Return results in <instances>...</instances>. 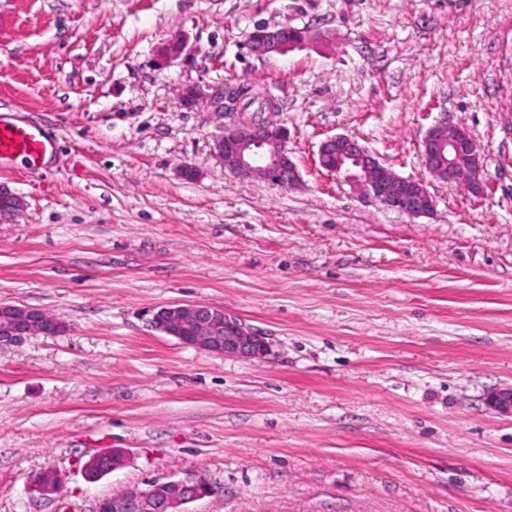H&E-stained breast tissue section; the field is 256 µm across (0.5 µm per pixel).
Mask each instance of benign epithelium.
<instances>
[{"label": "benign epithelium", "mask_w": 512, "mask_h": 512, "mask_svg": "<svg viewBox=\"0 0 512 512\" xmlns=\"http://www.w3.org/2000/svg\"><path fill=\"white\" fill-rule=\"evenodd\" d=\"M310 39L309 30L284 26H261L247 39L248 51L256 57L285 55L304 47ZM188 42L175 37L157 50L159 65L166 66L182 57ZM180 100L193 108L209 104L218 115L230 111L234 122L222 127L214 139L212 151L216 159L235 176L242 179L261 178L280 187L299 183L300 173L288 150V129L268 117L277 109L275 99L264 93L256 98L264 103L265 112H244L241 96L222 91L207 93L197 83L182 84ZM422 167L435 180L462 187L477 196L483 193V160L469 131L437 121L425 131L419 149ZM317 161L321 169L343 178L362 196L386 209L411 218L431 214L435 199L422 180L404 178L379 161L356 138L335 134L321 141ZM24 202L17 195L0 189V221L10 220L22 212ZM151 327L177 339L181 344L230 357L260 358L267 351V342L241 319L224 310L205 304H172L159 308L152 316ZM63 326L47 312L27 306L0 303V342L16 341L24 336L53 335ZM489 405L502 415L512 416V388L491 393ZM112 457V469L122 465L121 451L100 452L82 466L84 477L94 479L91 468L104 457ZM36 487L44 495L59 487L57 472L52 468L36 478ZM212 492L209 481L199 475L152 481L143 489L131 490L106 500H98L95 512H188L187 505Z\"/></svg>", "instance_id": "1"}]
</instances>
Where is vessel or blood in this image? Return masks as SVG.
<instances>
[{
	"label": "vessel or blood",
	"mask_w": 512,
	"mask_h": 512,
	"mask_svg": "<svg viewBox=\"0 0 512 512\" xmlns=\"http://www.w3.org/2000/svg\"><path fill=\"white\" fill-rule=\"evenodd\" d=\"M54 144L34 123L17 121L0 114V163L20 158L34 169L41 168Z\"/></svg>",
	"instance_id": "1"
}]
</instances>
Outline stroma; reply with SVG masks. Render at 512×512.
<instances>
[{
  "mask_svg": "<svg viewBox=\"0 0 512 512\" xmlns=\"http://www.w3.org/2000/svg\"><path fill=\"white\" fill-rule=\"evenodd\" d=\"M259 24L314 39L259 58ZM178 35L188 54L159 65ZM188 81L275 97L299 184L226 169ZM3 112L56 145L40 170L0 165L25 200L0 222V302L64 330L0 344V512H94L188 473L213 487L190 512H512V417L487 402L512 387V0H0ZM440 119L478 145L483 195L422 167ZM334 134L424 180L433 214L319 169ZM194 302L268 354L151 328ZM112 448L122 465L87 481Z\"/></svg>",
  "mask_w": 512,
  "mask_h": 512,
  "instance_id": "35a3bbf8",
  "label": "stroma"
}]
</instances>
